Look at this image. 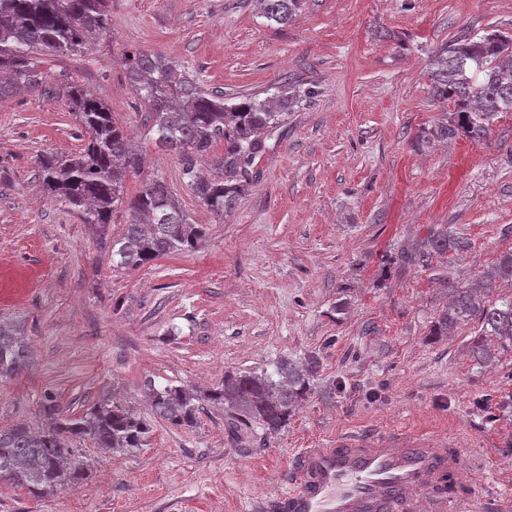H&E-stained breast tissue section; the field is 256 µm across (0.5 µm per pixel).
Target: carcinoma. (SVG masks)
Segmentation results:
<instances>
[{
	"instance_id": "carcinoma-1",
	"label": "carcinoma",
	"mask_w": 512,
	"mask_h": 512,
	"mask_svg": "<svg viewBox=\"0 0 512 512\" xmlns=\"http://www.w3.org/2000/svg\"><path fill=\"white\" fill-rule=\"evenodd\" d=\"M302 2L258 0L263 16L279 25L288 24ZM109 29L110 0H0V100L40 87L43 74L33 54L73 56ZM433 65L431 94L453 105L452 120L439 126L436 136L485 138L499 113L512 112V36L497 31L463 34L435 54ZM127 76L148 110L149 132L156 145L181 158L188 187L220 217L235 210L252 179L255 161L266 153V140L282 126L283 115L308 95L301 86L286 84L270 97L252 93L228 104L224 94L204 91L180 67L149 52L128 58ZM66 103L88 137L77 152L41 159L44 191L79 212L84 223L102 228L112 223L118 207L128 209L131 220L110 246L112 265L120 269L194 249L203 236L202 225L189 222L165 180L153 179L128 197L127 179L139 168L140 158L108 105L72 83ZM220 141L224 142V154L216 160L220 176L213 178L200 162ZM466 247L464 238L440 226L429 232L420 250L404 259L430 270L433 260ZM496 279L512 283V251L503 253L487 273V284ZM485 290L484 286L449 288L448 303L439 311L432 335L446 336L477 322L481 339L471 346L470 354L488 368L496 359L488 338L502 349L512 348V293L488 303ZM29 366L30 351L19 323L0 321V381ZM309 375L310 369L288 361L280 363L273 376L229 375L223 385L200 397L181 387L151 386L149 418L115 398L79 416L59 415L46 403L44 412L53 416L50 424L36 427L20 420L0 427V481L34 496L73 487L83 478V461L66 441L87 440L112 451L137 450L145 445L155 422L194 426L202 401L229 408L241 420L275 435L288 425L292 407L304 399Z\"/></svg>"
}]
</instances>
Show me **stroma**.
Here are the masks:
<instances>
[{
  "instance_id": "obj_1",
  "label": "stroma",
  "mask_w": 512,
  "mask_h": 512,
  "mask_svg": "<svg viewBox=\"0 0 512 512\" xmlns=\"http://www.w3.org/2000/svg\"><path fill=\"white\" fill-rule=\"evenodd\" d=\"M512 35V0H303L279 25L255 0H111L110 31L84 53L38 54L43 87L0 101V317L24 327L32 363L0 382V426L42 422V405L81 414L117 397L148 413V383L201 394L225 375L320 359L305 399L275 435L234 428L223 407L195 427L155 424L131 453L80 445L78 486L35 497L0 482V512H250L283 487L297 449L372 429L443 431L459 444L458 496L512 512V351L474 361L476 325L433 338L447 296L397 251L431 228L467 237L451 280L471 284L512 250V112L490 135L435 137L449 106L430 94L434 54L459 34ZM173 61L233 98L299 79L235 210L220 218L158 148L126 60ZM105 102L143 158L128 195L162 177L205 237L137 269L106 232L45 193L39 161L79 151L85 132L60 87Z\"/></svg>"
}]
</instances>
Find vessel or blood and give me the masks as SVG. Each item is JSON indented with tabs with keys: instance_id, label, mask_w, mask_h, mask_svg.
I'll return each instance as SVG.
<instances>
[{
	"instance_id": "b4317fda",
	"label": "vessel or blood",
	"mask_w": 512,
	"mask_h": 512,
	"mask_svg": "<svg viewBox=\"0 0 512 512\" xmlns=\"http://www.w3.org/2000/svg\"><path fill=\"white\" fill-rule=\"evenodd\" d=\"M447 435L361 431L293 455L285 487L263 512H447L445 483L460 478Z\"/></svg>"
}]
</instances>
